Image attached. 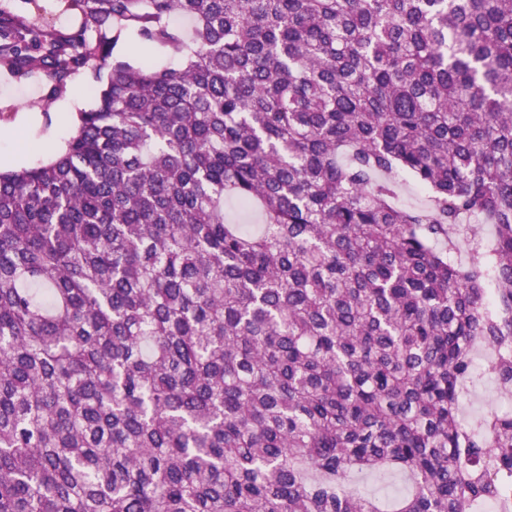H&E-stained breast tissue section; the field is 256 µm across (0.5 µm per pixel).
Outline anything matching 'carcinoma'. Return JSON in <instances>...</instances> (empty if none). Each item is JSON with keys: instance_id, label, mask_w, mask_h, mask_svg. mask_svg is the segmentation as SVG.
Listing matches in <instances>:
<instances>
[{"instance_id": "carcinoma-1", "label": "carcinoma", "mask_w": 512, "mask_h": 512, "mask_svg": "<svg viewBox=\"0 0 512 512\" xmlns=\"http://www.w3.org/2000/svg\"><path fill=\"white\" fill-rule=\"evenodd\" d=\"M65 2L0 9L55 93L112 60L0 171V512H512V413L460 410L479 346L512 395V0ZM3 7L27 18L42 17L56 29L69 28L75 20L65 3L59 0H10L3 2ZM352 485L375 497L384 506L393 505L413 491L411 480L400 474H357L352 477Z\"/></svg>"}]
</instances>
